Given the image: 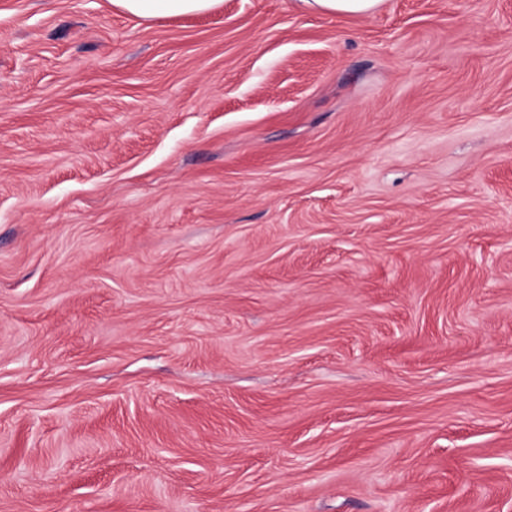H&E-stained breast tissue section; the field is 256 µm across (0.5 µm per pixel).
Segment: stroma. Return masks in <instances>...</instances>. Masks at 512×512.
<instances>
[{
  "label": "stroma",
  "mask_w": 512,
  "mask_h": 512,
  "mask_svg": "<svg viewBox=\"0 0 512 512\" xmlns=\"http://www.w3.org/2000/svg\"><path fill=\"white\" fill-rule=\"evenodd\" d=\"M0 512H512V0H0ZM223 0H110L112 7L144 23L188 14L207 13ZM381 0H298L309 12L328 14H362L375 12Z\"/></svg>",
  "instance_id": "stroma-1"
}]
</instances>
